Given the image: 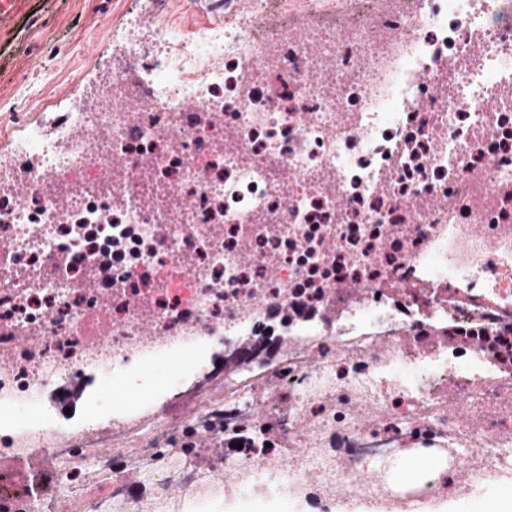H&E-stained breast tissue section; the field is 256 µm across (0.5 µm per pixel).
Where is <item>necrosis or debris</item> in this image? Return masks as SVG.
<instances>
[{"mask_svg":"<svg viewBox=\"0 0 512 512\" xmlns=\"http://www.w3.org/2000/svg\"><path fill=\"white\" fill-rule=\"evenodd\" d=\"M274 15L301 17L305 37ZM112 44L124 63L91 87L100 107L71 106L55 138L0 121L32 186L22 201L0 188V238L12 243L0 254V355L11 361L0 455L15 469L20 439L37 444L55 487L2 480L0 512H56L61 496L72 512H184L190 498L312 485L329 502L370 501L380 491L366 464L447 439L464 450L472 491L512 474V104L480 108L512 84V0H409L371 27L348 0H224L219 23L123 15ZM322 63L332 80L313 83ZM126 103L139 107L133 131ZM75 126L82 138L60 150ZM47 172L68 208L41 190ZM440 193L442 209L407 206ZM100 274L113 323L102 343L86 330L94 298L76 287ZM353 282L363 293L348 292ZM403 282L394 315L386 297ZM291 303L322 322L282 345L284 365L261 387L183 388L182 352L254 335ZM36 324L42 333L17 343ZM157 360L169 370L145 380ZM76 370L95 382L90 420L112 406L108 383L147 401L173 390L176 403L113 419L108 434L89 421L57 445L37 404ZM245 425L247 446L206 468L183 443L191 431L237 438ZM131 473L147 493L130 492Z\"/></svg>","mask_w":512,"mask_h":512,"instance_id":"1","label":"necrosis or debris"}]
</instances>
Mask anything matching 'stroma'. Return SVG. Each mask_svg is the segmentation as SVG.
Listing matches in <instances>:
<instances>
[{
    "mask_svg": "<svg viewBox=\"0 0 512 512\" xmlns=\"http://www.w3.org/2000/svg\"><path fill=\"white\" fill-rule=\"evenodd\" d=\"M154 0H0V111L48 124L37 112L43 92L58 95L61 108L83 101L89 84L108 76L112 53L105 45L123 13L156 14ZM512 500V479L474 496L432 497L421 503L395 498L340 501L329 512H487ZM188 512H320L308 497L267 498L230 494L219 501L191 502Z\"/></svg>",
    "mask_w": 512,
    "mask_h": 512,
    "instance_id": "obj_1",
    "label": "stroma"
}]
</instances>
